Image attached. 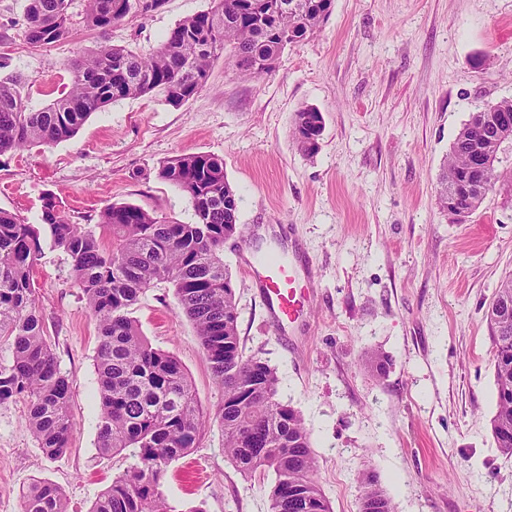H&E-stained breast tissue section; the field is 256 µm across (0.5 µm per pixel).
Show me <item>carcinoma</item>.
I'll return each instance as SVG.
<instances>
[{
  "label": "carcinoma",
  "instance_id": "cac0c4a2",
  "mask_svg": "<svg viewBox=\"0 0 512 512\" xmlns=\"http://www.w3.org/2000/svg\"><path fill=\"white\" fill-rule=\"evenodd\" d=\"M28 0L25 40L34 47L66 40L80 28L105 32L134 8L149 12L164 0ZM333 0H211V6L175 25L160 45L142 54L102 43L72 66L69 89L53 103L28 106V82L0 77V155L73 137L87 117L107 105L159 95L180 107L203 88L212 63L224 57L245 76L265 79L276 70L284 44L313 36L330 16ZM512 113V99L475 112L458 133L440 181L439 196L462 221L499 182L494 162L503 140L494 124ZM321 113H296L294 139L309 156L318 152ZM480 148L488 166L472 196L455 192ZM158 177L190 197L196 222L180 224L132 204H113L93 226L78 224L52 196L43 199L41 223L28 224L0 210V337L12 361L0 364V404L27 402V422L50 459L68 447L74 422L70 384L48 343L36 305L31 271L43 245L66 253L72 274L99 321L96 354L100 415L98 448L133 449L136 464L112 480L91 512H167L162 492L169 465L196 447L204 416L192 386L171 353L142 337L129 309L147 288L172 285L180 311L192 322L212 374L224 389L215 419L224 451L245 474L272 471L269 512H331L314 472L310 435L298 411L278 398L279 379L265 361L243 355L235 291L224 267V239L243 237L236 193L224 159L207 153L163 163ZM493 345L497 411L491 430L497 448L512 457V276L505 278L486 314ZM360 512H393L370 474H362ZM22 512H67L62 490L32 482Z\"/></svg>",
  "mask_w": 512,
  "mask_h": 512
}]
</instances>
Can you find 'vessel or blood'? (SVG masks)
Masks as SVG:
<instances>
[{
    "label": "vessel or blood",
    "instance_id": "obj_1",
    "mask_svg": "<svg viewBox=\"0 0 512 512\" xmlns=\"http://www.w3.org/2000/svg\"><path fill=\"white\" fill-rule=\"evenodd\" d=\"M298 260H259L249 265L250 279L263 289L268 323L274 332L294 322L301 314L303 301L314 283L313 277H301Z\"/></svg>",
    "mask_w": 512,
    "mask_h": 512
}]
</instances>
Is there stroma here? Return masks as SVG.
<instances>
[{
  "label": "stroma",
  "mask_w": 512,
  "mask_h": 512,
  "mask_svg": "<svg viewBox=\"0 0 512 512\" xmlns=\"http://www.w3.org/2000/svg\"><path fill=\"white\" fill-rule=\"evenodd\" d=\"M27 0H0V75L30 81L42 108L69 84V63L101 43L158 47L210 0H165L111 30L28 44ZM512 99V0H333L309 39L286 47L272 76L240 75L215 60L200 93L174 108L125 99L86 119L71 139L0 156V209L41 221L44 197L80 224L127 203L182 224L189 195L158 176L163 161L222 157L239 197L238 222L261 250L312 262L316 283L296 323L274 333L228 240L240 345L275 369L279 399L301 414L315 477L331 512H359L361 472L376 475L394 512H512V457L498 450L490 329L501 281L512 275V143L501 175L464 222L438 187L451 146L473 112ZM321 112L315 155L294 140L295 115ZM32 279L46 336L70 383L75 428L49 459L27 425V403L0 405V512H22L35 480L62 488L68 512H90L131 451L97 446L99 322L68 256L45 249ZM131 318L153 347L185 368L208 417L200 441L162 487L171 512H268L273 472H240L213 415L223 399L173 288L146 289ZM387 356L385 376L368 366Z\"/></svg>",
  "instance_id": "1"
}]
</instances>
